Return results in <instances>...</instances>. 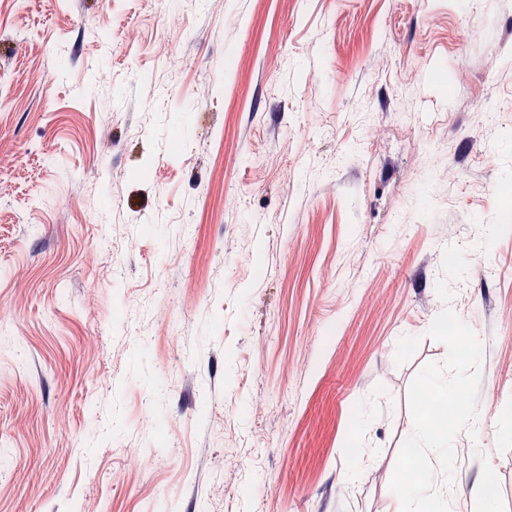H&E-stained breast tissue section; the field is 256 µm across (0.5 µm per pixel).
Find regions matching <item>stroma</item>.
I'll use <instances>...</instances> for the list:
<instances>
[{
	"label": "stroma",
	"instance_id": "35a3bbf8",
	"mask_svg": "<svg viewBox=\"0 0 512 512\" xmlns=\"http://www.w3.org/2000/svg\"><path fill=\"white\" fill-rule=\"evenodd\" d=\"M0 512H512V0H0Z\"/></svg>",
	"mask_w": 512,
	"mask_h": 512
}]
</instances>
